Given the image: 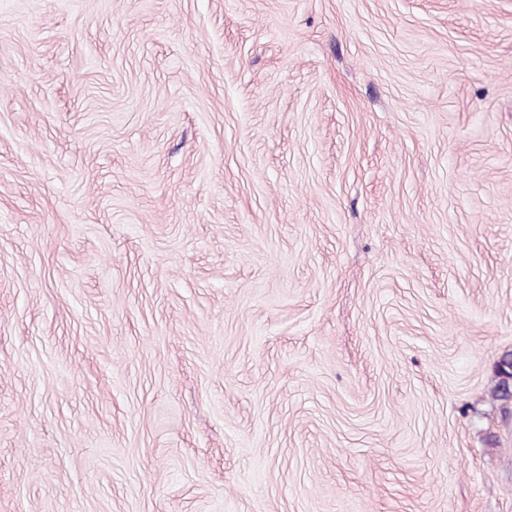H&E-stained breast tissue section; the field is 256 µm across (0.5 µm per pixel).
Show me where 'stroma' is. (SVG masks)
Wrapping results in <instances>:
<instances>
[{"mask_svg":"<svg viewBox=\"0 0 512 512\" xmlns=\"http://www.w3.org/2000/svg\"><path fill=\"white\" fill-rule=\"evenodd\" d=\"M512 0H0V512H512Z\"/></svg>","mask_w":512,"mask_h":512,"instance_id":"stroma-1","label":"stroma"}]
</instances>
